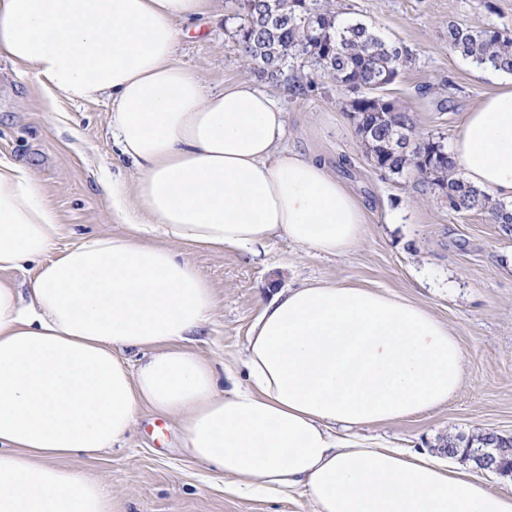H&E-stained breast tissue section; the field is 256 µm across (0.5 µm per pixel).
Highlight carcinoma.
I'll list each match as a JSON object with an SVG mask.
<instances>
[{"mask_svg":"<svg viewBox=\"0 0 512 512\" xmlns=\"http://www.w3.org/2000/svg\"><path fill=\"white\" fill-rule=\"evenodd\" d=\"M230 35L242 56L259 73L304 95L314 80L304 71L312 66L339 90L353 97L347 102L372 166L383 174L413 172L419 182L436 192L447 191L457 212L489 210L497 224L512 223V207L491 203L490 197L457 176L444 137H420L408 112L395 108L380 116L369 104L370 91L383 81L392 84L414 63L405 46L388 42L360 21L345 20L329 0H277V12L269 17L260 0H232ZM448 47L480 68L512 74V36L495 28H464L448 25ZM481 447L497 463L512 466V438L496 441L484 435L448 438L446 447Z\"/></svg>","mask_w":512,"mask_h":512,"instance_id":"cac0c4a2","label":"carcinoma"}]
</instances>
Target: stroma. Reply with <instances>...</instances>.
Here are the masks:
<instances>
[{
    "instance_id": "obj_1",
    "label": "stroma",
    "mask_w": 512,
    "mask_h": 512,
    "mask_svg": "<svg viewBox=\"0 0 512 512\" xmlns=\"http://www.w3.org/2000/svg\"><path fill=\"white\" fill-rule=\"evenodd\" d=\"M344 19L405 45L415 62L386 90L411 113L422 136L454 139L464 118L505 80L448 46V27H495L512 34V0H333ZM226 0L186 23L175 61L204 85L252 81L273 95L287 119L286 148L324 162L358 197L365 224L347 253L316 256L283 237L262 259L240 251L188 247L209 283L213 309L195 336L198 353L241 371L246 334L274 288L336 281L389 291L447 325L464 351L461 381L447 403L365 429V437L407 452H438L448 436L494 432L512 437V234L490 212L449 209L411 174L381 175L368 160L346 97L321 73L315 88L290 95L250 68L230 36ZM107 98L73 103L0 59V158L27 166L61 224V245L81 235H122L99 189L102 174L133 183L110 128ZM177 419L142 409L129 438L94 458L60 467L101 482L112 512H313L302 493L241 495L231 478L185 458Z\"/></svg>"
}]
</instances>
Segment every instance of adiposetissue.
<instances>
[{"label":"adipose tissue","mask_w":512,"mask_h":512,"mask_svg":"<svg viewBox=\"0 0 512 512\" xmlns=\"http://www.w3.org/2000/svg\"><path fill=\"white\" fill-rule=\"evenodd\" d=\"M212 0H0V58L74 103L108 98L135 174L100 188L129 232L59 244L24 166L0 159V512H112L101 483L61 469L126 441L149 408L191 459L238 491L304 490L314 512H512L461 465L358 438L445 402L464 353L400 296L324 281L277 292L252 322L245 381L192 350L212 290L186 246L261 257L283 236L347 252L364 210L324 163L288 150L278 102L213 89L175 61L178 22ZM485 193L512 199V83L468 112L452 148ZM31 267L27 287L11 271Z\"/></svg>","instance_id":"1"}]
</instances>
